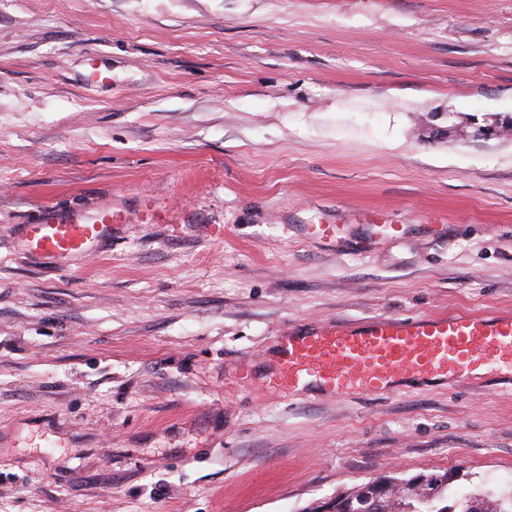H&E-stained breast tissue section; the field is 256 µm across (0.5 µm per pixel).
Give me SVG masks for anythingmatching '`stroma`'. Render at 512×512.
<instances>
[{
    "label": "stroma",
    "mask_w": 512,
    "mask_h": 512,
    "mask_svg": "<svg viewBox=\"0 0 512 512\" xmlns=\"http://www.w3.org/2000/svg\"><path fill=\"white\" fill-rule=\"evenodd\" d=\"M452 113L512 114V0H0V512H328L445 471L455 497L512 488L495 373L273 382L291 327L512 312V136ZM46 206L112 210V233L32 252ZM492 116H496L501 118L502 122V137L511 135L512 133V115H500L495 114ZM498 118H493L492 122L489 121L488 118L484 119L483 124H479L475 122L476 120L469 121L470 128L472 129L471 134L473 135V139H490L492 137L500 136V123ZM310 234L317 239L326 240L336 247V251H343L350 247L348 239L344 236L338 224H313Z\"/></svg>",
    "instance_id": "35a3bbf8"
}]
</instances>
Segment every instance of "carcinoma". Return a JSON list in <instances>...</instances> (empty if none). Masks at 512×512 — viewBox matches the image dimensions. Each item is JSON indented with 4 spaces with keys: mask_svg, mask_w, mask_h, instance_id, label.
Here are the masks:
<instances>
[{
    "mask_svg": "<svg viewBox=\"0 0 512 512\" xmlns=\"http://www.w3.org/2000/svg\"><path fill=\"white\" fill-rule=\"evenodd\" d=\"M429 477L437 488V493L426 504V512H512V489L495 493L484 491L479 494L452 498L448 495V473H431ZM411 478H389L369 481L353 491L336 497L332 503L333 512H408L413 506L421 508L418 500L411 498Z\"/></svg>",
    "mask_w": 512,
    "mask_h": 512,
    "instance_id": "1",
    "label": "carcinoma"
}]
</instances>
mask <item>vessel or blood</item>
Segmentation results:
<instances>
[{"instance_id": "1", "label": "vessel or blood", "mask_w": 512, "mask_h": 512, "mask_svg": "<svg viewBox=\"0 0 512 512\" xmlns=\"http://www.w3.org/2000/svg\"><path fill=\"white\" fill-rule=\"evenodd\" d=\"M112 221L108 209L47 207L27 225V242L46 255L78 254L111 230ZM310 234L340 251L350 246L335 224L311 225ZM490 368L512 380V314L377 315L280 337L274 383L305 397L316 390L385 395L403 380H468Z\"/></svg>"}]
</instances>
